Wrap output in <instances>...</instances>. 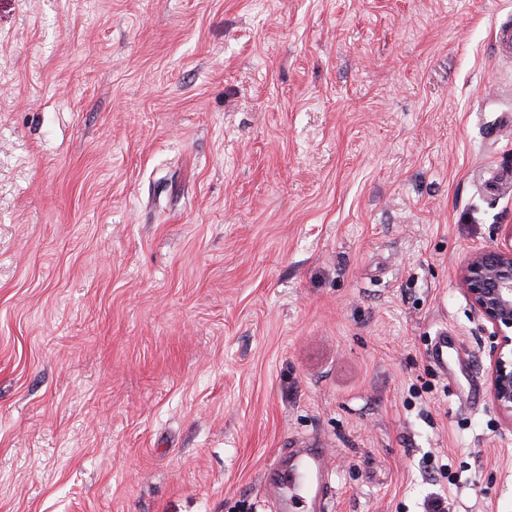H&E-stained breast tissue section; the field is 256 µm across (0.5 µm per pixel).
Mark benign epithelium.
Instances as JSON below:
<instances>
[{"label":"benign epithelium","mask_w":512,"mask_h":512,"mask_svg":"<svg viewBox=\"0 0 512 512\" xmlns=\"http://www.w3.org/2000/svg\"><path fill=\"white\" fill-rule=\"evenodd\" d=\"M458 284L476 313L492 325L489 383L493 402L512 424V225L501 229L500 242L469 253Z\"/></svg>","instance_id":"7a95c632"}]
</instances>
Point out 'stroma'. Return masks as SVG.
<instances>
[{
  "label": "stroma",
  "instance_id": "stroma-1",
  "mask_svg": "<svg viewBox=\"0 0 512 512\" xmlns=\"http://www.w3.org/2000/svg\"><path fill=\"white\" fill-rule=\"evenodd\" d=\"M509 14L0 0V512H274L306 447L327 512H512L457 283L512 225ZM494 50L499 58L512 61V18L499 23L494 30Z\"/></svg>",
  "mask_w": 512,
  "mask_h": 512
}]
</instances>
